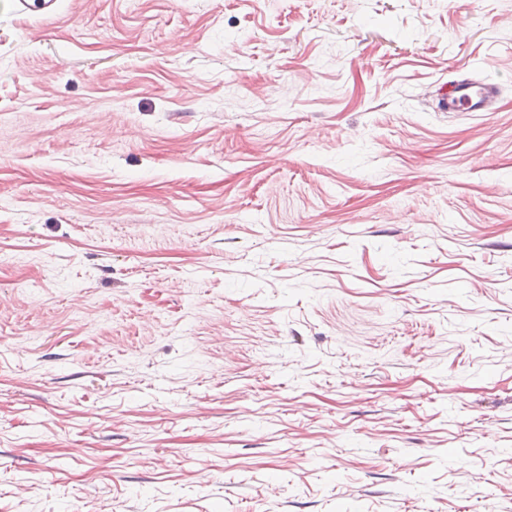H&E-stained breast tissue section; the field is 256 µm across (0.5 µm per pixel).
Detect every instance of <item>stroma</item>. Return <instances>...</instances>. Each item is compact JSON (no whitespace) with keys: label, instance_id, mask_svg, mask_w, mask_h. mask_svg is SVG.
Wrapping results in <instances>:
<instances>
[{"label":"stroma","instance_id":"stroma-1","mask_svg":"<svg viewBox=\"0 0 512 512\" xmlns=\"http://www.w3.org/2000/svg\"><path fill=\"white\" fill-rule=\"evenodd\" d=\"M0 512H512V0L0 8ZM454 89V95L444 98L448 112H488L499 102V87L489 80L465 76Z\"/></svg>","mask_w":512,"mask_h":512}]
</instances>
